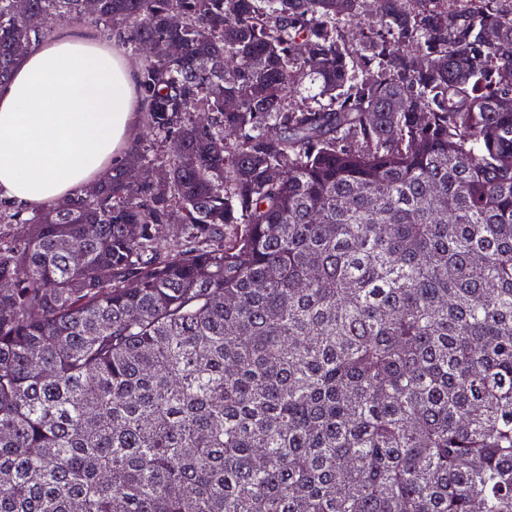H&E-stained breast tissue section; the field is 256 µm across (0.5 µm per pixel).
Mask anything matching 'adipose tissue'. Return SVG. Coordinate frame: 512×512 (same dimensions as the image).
Listing matches in <instances>:
<instances>
[{"label": "adipose tissue", "instance_id": "1", "mask_svg": "<svg viewBox=\"0 0 512 512\" xmlns=\"http://www.w3.org/2000/svg\"><path fill=\"white\" fill-rule=\"evenodd\" d=\"M138 79L116 43L93 34L33 39L0 83V198L38 208L120 159L140 122Z\"/></svg>", "mask_w": 512, "mask_h": 512}]
</instances>
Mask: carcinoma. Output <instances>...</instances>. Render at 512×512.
Wrapping results in <instances>:
<instances>
[{
    "label": "carcinoma",
    "instance_id": "1",
    "mask_svg": "<svg viewBox=\"0 0 512 512\" xmlns=\"http://www.w3.org/2000/svg\"><path fill=\"white\" fill-rule=\"evenodd\" d=\"M36 15L154 140L0 200V512H512V0H0V82Z\"/></svg>",
    "mask_w": 512,
    "mask_h": 512
}]
</instances>
